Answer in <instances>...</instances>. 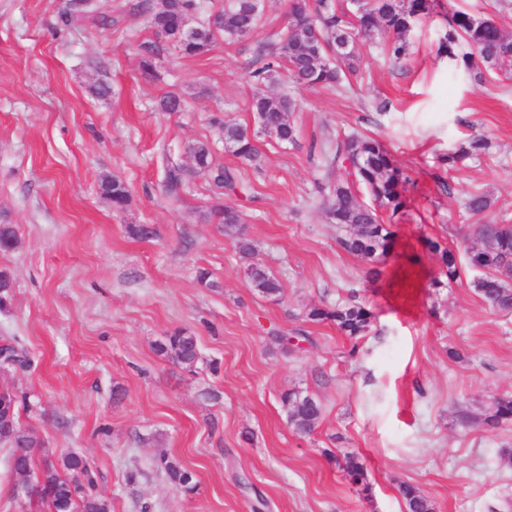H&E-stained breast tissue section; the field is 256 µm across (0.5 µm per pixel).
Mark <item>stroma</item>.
<instances>
[{"mask_svg": "<svg viewBox=\"0 0 512 512\" xmlns=\"http://www.w3.org/2000/svg\"><path fill=\"white\" fill-rule=\"evenodd\" d=\"M135 2L107 0L106 25L76 31L58 23L63 0H0V224L17 235L0 251L13 295L0 337L33 360L0 372V389L26 399L19 424L41 441L35 464L82 457L110 512H406L403 483L433 512H512V462L501 455L512 420L480 422L512 394V313L478 295L483 272L468 259L479 225H512V77L475 83L439 53L447 24L434 15L409 32L406 59H389L384 38L360 42L346 89L268 86L297 100V140L261 139L248 165L211 120L255 128L248 71L284 26L286 0H264L252 36L216 39L204 56L165 45L149 74L138 46L154 34ZM101 80L111 92L98 98ZM170 93L182 111L160 110ZM352 131L382 141L410 177L373 281L325 218L323 158L311 148ZM474 136L489 141L480 158L441 163ZM200 141L244 197L215 193L197 173L168 203L166 165L192 167ZM107 177L127 185L125 210L102 195ZM471 193L491 208L465 212ZM225 205L243 211L252 257L219 224ZM141 224L154 236H134ZM429 238L447 242L461 270L442 288L430 282ZM253 262L280 280L282 297L252 288ZM354 289L375 314L364 336L307 321L310 307ZM177 330L197 339L192 369L159 350ZM294 389L322 407L307 437L281 401ZM462 409L473 424L462 425ZM163 454L192 472L194 491L156 468ZM352 455L370 492L343 469ZM10 459L0 442V512H50L13 496Z\"/></svg>", "mask_w": 512, "mask_h": 512, "instance_id": "stroma-1", "label": "stroma"}]
</instances>
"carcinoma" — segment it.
I'll return each mask as SVG.
<instances>
[{"instance_id":"cac0c4a2","label":"carcinoma","mask_w":512,"mask_h":512,"mask_svg":"<svg viewBox=\"0 0 512 512\" xmlns=\"http://www.w3.org/2000/svg\"><path fill=\"white\" fill-rule=\"evenodd\" d=\"M437 4L438 0H350V5L339 7L333 0H290L289 24L270 52L259 53L249 78L256 85L274 84L286 71L292 82L301 86L339 88L343 86L345 70L355 69L352 49L360 39L381 33L388 37L387 54L396 60L402 59L409 50L407 34L418 20L431 15ZM134 8L142 14H150L155 35L175 43L186 58L208 53L214 32H222L227 40H239L254 34L261 20L260 0H224V7L214 14L212 21L200 26L192 24L199 9L198 0H164L158 8L152 0H141ZM100 9L96 2L72 0L64 4L61 22L67 28L81 27L88 22L97 26L104 20ZM446 17L448 30L439 50L454 57L456 46H467L469 51L461 55L460 62L480 83L488 81L493 74L512 73V36L495 18L475 17L457 9L448 11ZM140 49L141 69L149 74L154 59L160 54V45L144 43ZM295 108V101L287 94L254 95L251 111L256 114L257 131L251 134L244 128L221 122L225 147L241 161L253 163L260 158V135L280 144L295 143L296 128L290 120ZM488 147L486 139L474 137L449 153L444 162L450 167L462 165L479 158ZM317 149L324 159L318 188L332 198L327 220L343 231L338 239L340 246L364 261L367 275L374 278L379 275L378 266L391 247V221L407 206L405 190L410 177L380 141L362 133L322 141ZM191 153L215 187L237 192L235 175L213 164L208 142L196 143ZM189 176L190 171L180 165L168 167L165 195L170 202L181 200V191ZM360 188L370 195L373 204L360 200ZM101 191L116 211L123 210L129 202V190L118 179H104ZM460 204L467 212L480 215L489 209L490 200L482 193H472L462 198ZM220 214L224 232L237 235L239 252L251 255V243L242 237L239 228L243 223L242 212L226 206ZM479 238L481 245L470 251L469 259L472 266L485 270L486 275L474 281V288L492 309L512 312V288L500 277L502 269L512 267V225L482 224ZM425 247L438 264V273L431 279L434 287L446 286L459 278L453 250L430 238L425 240ZM248 276L252 287L263 295H282L280 281L265 267L251 265ZM306 317L313 323L333 324L345 335L358 338L368 331L374 314L369 304L354 298L334 306L315 305L308 309ZM160 351L186 368L193 367L199 357L196 337L183 331L166 337ZM282 402L296 433L309 435L315 431L322 411L314 397L293 390L283 395ZM19 408L16 394L8 390L0 392V442L12 447L13 488L33 487L34 494L49 503L51 512H108L105 500L93 493L94 476L82 458H67L64 474L49 460L44 462L41 472H35L33 449L41 447V442L20 427ZM509 419H512V396H503L495 399L482 424L495 427ZM156 467L183 489L189 492L194 489L192 473L168 456L158 457ZM345 471L351 483L368 490L362 463L350 458ZM401 494L408 512H433L431 502L417 487L405 484Z\"/></svg>"}]
</instances>
